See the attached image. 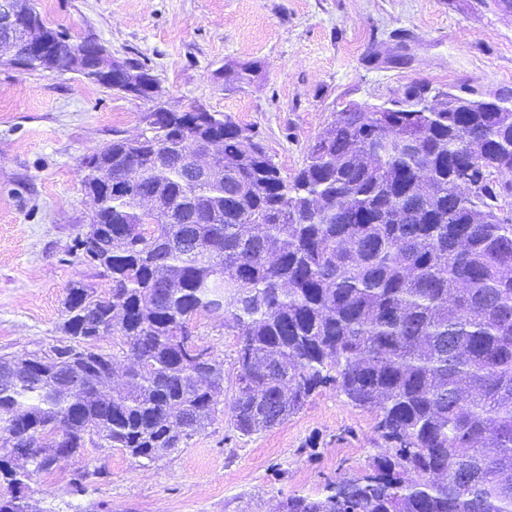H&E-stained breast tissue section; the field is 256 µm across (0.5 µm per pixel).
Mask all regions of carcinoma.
I'll return each instance as SVG.
<instances>
[{
    "mask_svg": "<svg viewBox=\"0 0 512 512\" xmlns=\"http://www.w3.org/2000/svg\"><path fill=\"white\" fill-rule=\"evenodd\" d=\"M53 49L64 63L75 42L58 30ZM427 88L406 87L391 112L337 113L291 176L214 113L224 177L211 183L186 173L205 135L191 112L138 147L109 143L112 188L88 182L94 223L67 249L109 292L72 282L58 344L0 356V512H33L26 491L62 452L90 442L149 466L223 414L224 360L190 328L211 313L237 336L239 436L327 385L378 418L387 451L371 471L290 495L282 512H512V112H418ZM153 191L169 214L148 219L140 194ZM103 475L87 465L70 485Z\"/></svg>",
    "mask_w": 512,
    "mask_h": 512,
    "instance_id": "obj_1",
    "label": "carcinoma"
}]
</instances>
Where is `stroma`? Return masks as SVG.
<instances>
[{"instance_id": "obj_1", "label": "stroma", "mask_w": 512, "mask_h": 512, "mask_svg": "<svg viewBox=\"0 0 512 512\" xmlns=\"http://www.w3.org/2000/svg\"><path fill=\"white\" fill-rule=\"evenodd\" d=\"M44 23L90 37L112 59L146 61L156 100L135 99L64 71L0 63V354L48 349L62 301L82 281H109L66 261L93 204L84 156L146 126L155 104L221 113L262 139L291 174L307 147L351 102L380 103L409 84L512 96V11L499 0H33ZM248 67L247 83L235 79ZM224 361L234 391L237 338L221 314L193 322ZM373 412L326 387L287 421L249 438L221 416L151 466L116 448L87 447L28 494L38 512H275L363 472L380 454ZM107 477L85 494L68 485L84 465Z\"/></svg>"}]
</instances>
